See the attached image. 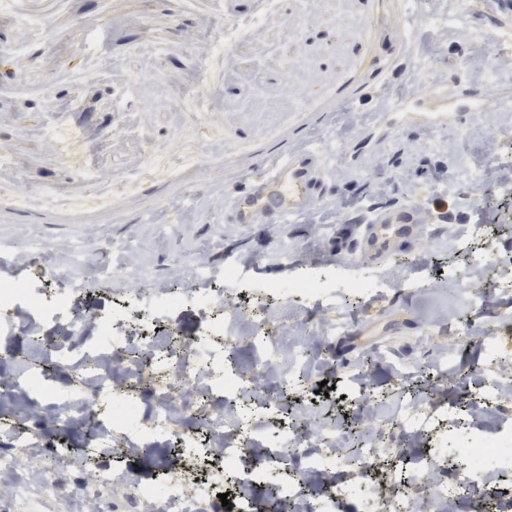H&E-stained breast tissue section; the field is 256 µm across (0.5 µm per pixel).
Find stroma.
<instances>
[{
	"label": "stroma",
	"instance_id": "stroma-1",
	"mask_svg": "<svg viewBox=\"0 0 512 512\" xmlns=\"http://www.w3.org/2000/svg\"><path fill=\"white\" fill-rule=\"evenodd\" d=\"M428 12L437 26L407 30L403 0H13L0 14V55L22 51L37 62L0 84V254L11 279L76 289L79 305L98 311L135 289L194 287L199 263L218 276L235 266L252 289L227 282L225 296L263 303L271 335L292 351L315 302L292 295L282 304L264 288L320 271L343 326L285 410L335 426L352 448L394 442L410 393L467 405L491 366L512 383V294L479 309L450 283L456 237L473 224L487 225L499 250L497 269L477 271L474 283L512 266V199L467 203L478 174L501 173L512 114L470 112L444 127L378 121L384 91L512 95V68L484 78L499 32L489 0H414V15ZM106 84L111 122L81 121ZM190 96L205 111L189 109ZM304 145L328 160L318 207L285 224L233 223V188L258 163ZM435 190L446 234L416 236L371 264L354 257L367 215L414 198L430 206ZM124 251L138 278L117 272ZM363 278V294L348 289ZM460 327L473 334L463 345L453 340ZM42 362L30 336L0 335V374L34 375ZM359 367L374 394L372 423L349 399ZM324 381L334 387L326 402L315 395ZM5 420L41 435L17 477L36 472L59 486L43 512H76L87 474L81 434L42 408L25 417L0 410ZM172 446L145 439L120 466L135 484L156 485ZM55 448L69 449L66 464Z\"/></svg>",
	"mask_w": 512,
	"mask_h": 512
}]
</instances>
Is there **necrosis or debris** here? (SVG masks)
Returning <instances> with one entry per match:
<instances>
[{"instance_id":"obj_1","label":"necrosis or debris","mask_w":512,"mask_h":512,"mask_svg":"<svg viewBox=\"0 0 512 512\" xmlns=\"http://www.w3.org/2000/svg\"><path fill=\"white\" fill-rule=\"evenodd\" d=\"M188 303L207 315L196 336L152 343L153 326ZM0 315L16 319L31 333L40 332L43 322H54L58 343H44L40 349L47 358L65 364L77 389L63 396L42 383L38 390L57 422L86 427L88 457L121 456L150 431L173 439L204 464L222 468L229 493L237 484H261L270 472L282 471L264 506L244 497L236 502L235 512H339L340 502L349 495V486L337 481L319 494L310 489L313 480L332 477L334 470L327 461L342 454V435L317 425L304 429L292 420L276 442L259 436L269 416L281 410L282 391L305 378L311 349L299 348L289 363H282L280 348L265 334L264 317L225 305L217 290L136 292L112 314L89 320L68 291L47 298L28 284L4 281ZM244 324L249 330L243 336L239 329ZM242 339L258 356L257 372L247 378L233 365L234 349ZM91 395L121 400L125 410L89 419L86 407ZM1 435L8 438L11 451L0 454V475L12 480L9 495L18 512H34L25 487L14 475L20 459L37 447L39 435L6 423L0 425ZM390 454L395 467L406 471L408 481L392 500V512H423L428 505L445 512L449 501L468 498L475 486L489 485L500 476L496 470L472 469L450 483L443 480L433 459L413 458L402 448L391 449ZM202 478L199 472L170 473L162 480L160 495L143 488L134 496L154 499L153 512H204L194 492Z\"/></svg>"}]
</instances>
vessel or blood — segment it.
<instances>
[{"label": "vessel or blood", "instance_id": "1", "mask_svg": "<svg viewBox=\"0 0 512 512\" xmlns=\"http://www.w3.org/2000/svg\"><path fill=\"white\" fill-rule=\"evenodd\" d=\"M476 97L449 104L447 92L425 94L411 100L395 98L387 102L385 115L404 122H419L430 127L447 125L473 111ZM257 189L240 185L234 190L233 213L236 223H252L264 214L283 224L311 211L327 191V163L323 151L304 147L255 169ZM422 207L399 205L374 211L366 218L357 240L362 260H375L396 250L422 228Z\"/></svg>", "mask_w": 512, "mask_h": 512}]
</instances>
